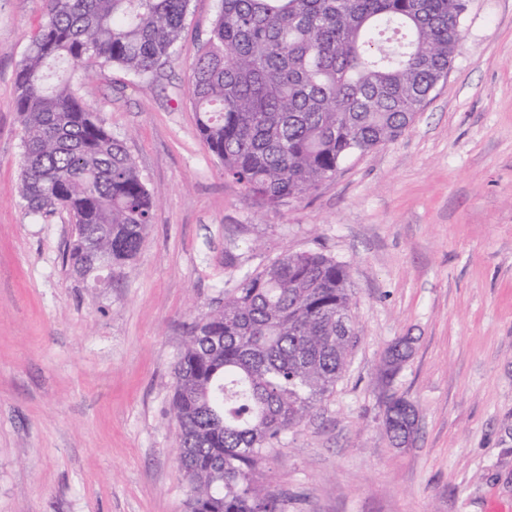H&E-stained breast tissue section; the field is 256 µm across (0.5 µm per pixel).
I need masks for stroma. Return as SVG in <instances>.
<instances>
[{
    "label": "stroma",
    "mask_w": 512,
    "mask_h": 512,
    "mask_svg": "<svg viewBox=\"0 0 512 512\" xmlns=\"http://www.w3.org/2000/svg\"><path fill=\"white\" fill-rule=\"evenodd\" d=\"M44 5L0 0V512H187L170 414L185 339L238 276L304 251L350 268L358 339L262 482L288 512H512V0H467L411 127L275 213L197 129L188 77L217 0H190L150 75L74 67L156 200L136 258L95 283L63 263L70 215L35 217L20 194L15 72ZM401 337L412 352L389 388L419 415L399 446L380 366Z\"/></svg>",
    "instance_id": "obj_1"
}]
</instances>
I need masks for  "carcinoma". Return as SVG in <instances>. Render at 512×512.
I'll use <instances>...</instances> for the list:
<instances>
[{
	"label": "carcinoma",
	"instance_id": "carcinoma-1",
	"mask_svg": "<svg viewBox=\"0 0 512 512\" xmlns=\"http://www.w3.org/2000/svg\"><path fill=\"white\" fill-rule=\"evenodd\" d=\"M15 75L29 213L75 219L64 259L97 271L139 253L154 200L125 146L79 95L78 62L137 75L169 61L190 0H45ZM189 83L197 127L224 176L276 212L317 190L354 153L397 139L446 78L466 0H219ZM347 265L286 254L241 276L191 327L174 367L171 412L189 512H287L260 481L270 449L301 427L349 363L357 334ZM409 340L387 350L391 384ZM392 438L415 406L385 396Z\"/></svg>",
	"mask_w": 512,
	"mask_h": 512
}]
</instances>
